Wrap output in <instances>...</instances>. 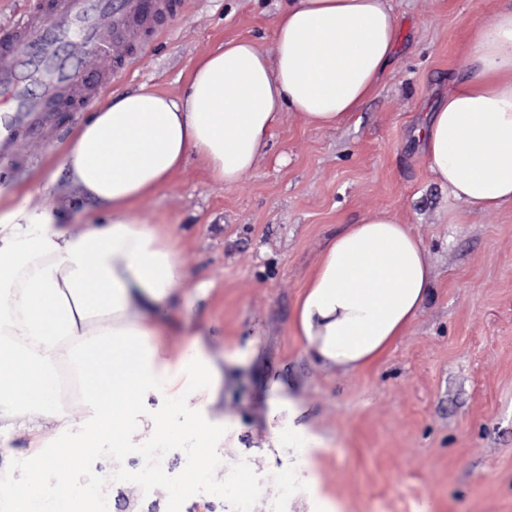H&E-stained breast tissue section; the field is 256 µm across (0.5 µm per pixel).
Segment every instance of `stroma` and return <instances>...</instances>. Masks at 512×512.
Segmentation results:
<instances>
[{
    "mask_svg": "<svg viewBox=\"0 0 512 512\" xmlns=\"http://www.w3.org/2000/svg\"><path fill=\"white\" fill-rule=\"evenodd\" d=\"M134 52L111 86L180 93L194 62L224 41L255 39L272 50L288 0H184ZM402 27L397 57L351 120L314 129L285 115L255 172L227 189L188 156L171 183L142 201L138 215L166 223L181 241L190 287L169 305L175 331L192 317L208 345L246 347L260 359L226 393L224 413L239 430L216 449L209 481L196 483L193 449L168 448V475L147 479L139 435L122 450L97 447L49 484L79 486L135 471L109 491L112 512H229L228 476H245L250 512H512V204L487 214L436 182L414 136L421 117L464 76L476 24L512 0H390ZM81 112H45L0 155V207L38 208L44 193L72 209L76 189L61 172ZM411 225L433 266L434 294L375 364L357 371L310 362L291 331L297 298L330 236L373 211ZM210 280L204 299L194 283ZM292 381L307 417L326 440L311 452L314 483L288 481L287 452L269 453L264 380Z\"/></svg>",
    "mask_w": 512,
    "mask_h": 512,
    "instance_id": "1",
    "label": "stroma"
}]
</instances>
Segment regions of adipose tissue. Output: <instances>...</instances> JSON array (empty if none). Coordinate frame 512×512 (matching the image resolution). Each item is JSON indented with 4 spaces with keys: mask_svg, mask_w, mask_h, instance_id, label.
Returning a JSON list of instances; mask_svg holds the SVG:
<instances>
[{
    "mask_svg": "<svg viewBox=\"0 0 512 512\" xmlns=\"http://www.w3.org/2000/svg\"><path fill=\"white\" fill-rule=\"evenodd\" d=\"M400 24L389 0H290L274 50L224 42L199 57L182 94L152 88L109 98L76 129L62 168L91 223L71 232L52 199L0 213V429L41 449L9 512H82L86 488L41 474L101 444L194 448L207 455L237 426L220 405L243 365L199 337L174 345L162 310L189 284L170 229L136 214L195 153L210 178L249 177L284 114L337 127L373 95L393 64ZM466 74L416 130L435 179L486 213L512 203V7L476 26ZM421 240L385 211L345 225L323 247L292 329L316 365L355 372L404 336L433 291ZM157 406H150V399ZM267 447L293 449L292 478L312 480L322 436L293 385L268 382ZM84 410L74 422L71 406ZM67 437L52 448V434Z\"/></svg>",
    "mask_w": 512,
    "mask_h": 512,
    "instance_id": "adipose-tissue-1",
    "label": "adipose tissue"
}]
</instances>
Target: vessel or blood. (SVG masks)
Listing matches in <instances>:
<instances>
[{"mask_svg":"<svg viewBox=\"0 0 512 512\" xmlns=\"http://www.w3.org/2000/svg\"><path fill=\"white\" fill-rule=\"evenodd\" d=\"M183 0H34L15 26L0 28V103L32 116L46 108L81 111L126 72L122 45H137ZM40 53L23 65L21 48Z\"/></svg>","mask_w":512,"mask_h":512,"instance_id":"1","label":"vessel or blood"}]
</instances>
